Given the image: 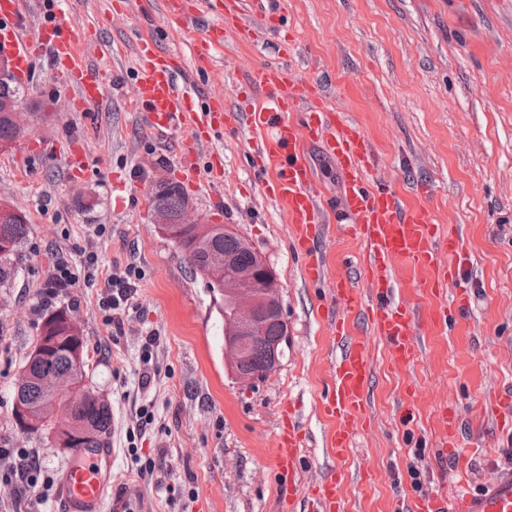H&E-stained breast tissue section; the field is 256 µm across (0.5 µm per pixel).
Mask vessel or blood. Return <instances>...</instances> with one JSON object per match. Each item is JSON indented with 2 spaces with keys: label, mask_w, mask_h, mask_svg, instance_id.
Segmentation results:
<instances>
[{
  "label": "vessel or blood",
  "mask_w": 512,
  "mask_h": 512,
  "mask_svg": "<svg viewBox=\"0 0 512 512\" xmlns=\"http://www.w3.org/2000/svg\"><path fill=\"white\" fill-rule=\"evenodd\" d=\"M26 12L27 0H0V51L11 56L14 75L25 79L31 59L47 50L70 101L102 103L112 87L111 71L90 66L84 40L64 18L42 25L34 36L26 25ZM200 16L196 5L160 0L158 16H147L132 29L136 67L127 105L144 115L154 136L182 131L173 165L193 183L199 180L195 166L199 147L226 126L247 128L256 158L268 157L276 163L274 197L285 212L296 247L305 256L304 278L312 284L325 276L314 243L326 228V207L318 199L314 170L299 153L300 141L320 146L335 162L341 179L339 206L351 219L346 231L363 249L362 283L336 273L332 279L336 308L327 315L338 350L330 366V391L321 399L319 412L331 423L324 438L325 452L343 465L365 423L375 368L372 341L384 343L395 366L420 360L418 318L410 303L398 295L396 266L420 270L423 287L449 290L448 307L437 311L442 318L450 311L470 309L472 289L465 276L470 257L460 234L434 223L428 196L405 199L399 190L375 178L376 156L367 134L346 111L328 105L315 76L294 70L287 41H280L277 61L247 67L243 82L258 92L252 104L236 110L214 94L206 107H196L194 85H178L179 75L210 70L227 33H234L243 45L256 43L263 34L280 36L286 14L281 0H225L223 9L214 11L213 24L201 34L195 30ZM159 17L188 39L191 66L180 63L178 51L158 46L154 28ZM307 447L299 421L291 412H283L272 448L277 512H296L300 504L305 512H344L345 473L305 482L302 461ZM111 473V447L78 449L57 476L55 512H109ZM417 510L512 512V474L496 479L486 492H460L451 503L431 496Z\"/></svg>",
  "instance_id": "vessel-or-blood-1"
}]
</instances>
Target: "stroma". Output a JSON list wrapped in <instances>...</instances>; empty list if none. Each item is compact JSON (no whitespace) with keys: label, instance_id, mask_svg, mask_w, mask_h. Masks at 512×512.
Returning a JSON list of instances; mask_svg holds the SVG:
<instances>
[{"label":"stroma","instance_id":"obj_1","mask_svg":"<svg viewBox=\"0 0 512 512\" xmlns=\"http://www.w3.org/2000/svg\"><path fill=\"white\" fill-rule=\"evenodd\" d=\"M66 0L72 29L102 43H124L110 66L112 89L100 106L68 111L49 54L36 57L20 84L29 115L24 141L48 155L24 159L0 151V200L27 220V235L0 282V448L37 449L42 479L55 482L71 460L45 435L22 434L12 412L18 376L45 316L67 307L87 341L90 383L112 412V500L116 512H275L274 475L266 450L284 408L311 439L306 478L325 473L321 447L329 425L317 401L329 386L336 341L323 302L331 274L362 276L361 251L349 236H322L327 280H304L303 256L270 187L275 169L258 165L247 130L216 134L197 165L224 163V204L211 205L207 181H181L171 168L169 138L146 135L129 111L136 63L130 31L146 0ZM292 54L303 69L332 82V102L362 124L379 159L378 176L405 191L425 186L435 223L457 225L476 280L471 313L435 329L446 300L399 273L420 322L419 364L392 366L373 341L368 394L370 426L348 463V512H407L421 497L453 494L459 476L480 492L512 471L503 452L512 440L482 407L492 389L512 383V0H284ZM277 57L274 40L243 48L228 42L200 85L245 107L253 96L242 74ZM74 140L90 152V173L76 178L55 160ZM178 184L192 220L234 227L274 269L282 284L288 345L265 378L243 383L224 360V301L193 277L182 250L162 235L152 195L158 181ZM75 275L56 296L47 289L59 262ZM135 266L139 278L118 309L100 306L108 275ZM156 337L144 351L148 337ZM150 383H143V373ZM414 422L401 425L399 406ZM462 440L442 448L448 417ZM424 449L415 461L413 449ZM421 472L414 488L410 465ZM146 470L139 478L138 470Z\"/></svg>","mask_w":512,"mask_h":512}]
</instances>
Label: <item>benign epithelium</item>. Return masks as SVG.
<instances>
[{
  "label": "benign epithelium",
  "mask_w": 512,
  "mask_h": 512,
  "mask_svg": "<svg viewBox=\"0 0 512 512\" xmlns=\"http://www.w3.org/2000/svg\"><path fill=\"white\" fill-rule=\"evenodd\" d=\"M156 222L163 234L184 251L199 250L208 253L209 262L203 277L219 293L232 299L231 309L224 316V351L231 359L236 378L242 382L263 379L280 363V345L288 336V323L284 317L279 280L271 266L257 257L253 271L239 268L234 256L216 246L220 236H235L233 228L215 224H197L184 213L173 222L167 211L155 210ZM277 323L282 335L265 345L266 369H250L240 365L254 340L265 337L268 327ZM46 392L57 401L51 413L43 407L16 399L13 419L18 429L27 434L48 430L56 444L70 448L87 433L84 424L75 421L66 406L58 400L77 401L87 395L84 381L71 375L57 376L44 382Z\"/></svg>",
  "instance_id": "7a95c632"
}]
</instances>
